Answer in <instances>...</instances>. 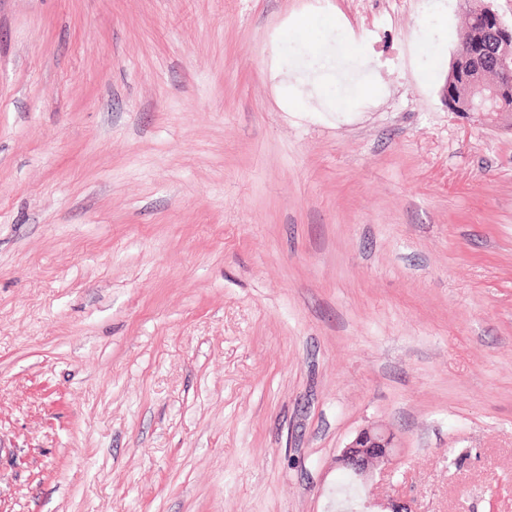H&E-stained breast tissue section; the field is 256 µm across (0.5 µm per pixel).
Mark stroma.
<instances>
[{"instance_id":"1","label":"stroma","mask_w":512,"mask_h":512,"mask_svg":"<svg viewBox=\"0 0 512 512\" xmlns=\"http://www.w3.org/2000/svg\"><path fill=\"white\" fill-rule=\"evenodd\" d=\"M467 0H0V512H512V127ZM332 11L377 96L291 107ZM472 16L480 18L484 25L472 39L465 40L463 47L480 48L496 77L490 79L491 72L488 76L480 71L473 73V57L461 50L452 61L443 89L444 98L449 111L500 119L508 108L505 103L512 101V24H506L498 13L484 5L473 8ZM487 102L492 107L487 108ZM393 448V434L378 427L363 428L340 450L335 463L356 481L364 480L390 461Z\"/></svg>"}]
</instances>
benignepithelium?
I'll use <instances>...</instances> for the list:
<instances>
[{"label": "benign epithelium", "instance_id": "benign-epithelium-1", "mask_svg": "<svg viewBox=\"0 0 512 512\" xmlns=\"http://www.w3.org/2000/svg\"><path fill=\"white\" fill-rule=\"evenodd\" d=\"M472 16L483 21L482 29L464 46L480 48L483 58L489 60L496 77L489 78L473 71V57L459 51L443 89L450 112L478 113L485 118L499 119L512 101V24L488 6L479 5ZM394 436L378 427L360 430L336 456V466L347 471L355 480H363L380 465L390 461Z\"/></svg>", "mask_w": 512, "mask_h": 512}]
</instances>
